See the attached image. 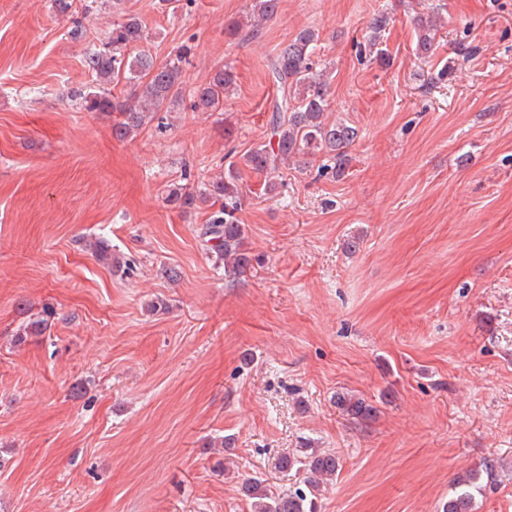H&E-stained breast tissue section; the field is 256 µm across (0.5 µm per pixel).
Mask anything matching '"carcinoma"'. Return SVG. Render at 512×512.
<instances>
[{
	"instance_id": "cac0c4a2",
	"label": "carcinoma",
	"mask_w": 512,
	"mask_h": 512,
	"mask_svg": "<svg viewBox=\"0 0 512 512\" xmlns=\"http://www.w3.org/2000/svg\"><path fill=\"white\" fill-rule=\"evenodd\" d=\"M279 0H255L252 16L235 20L226 26L229 37L248 41L260 31L263 22L275 17ZM388 18L381 14L368 26V52L382 60L381 33ZM417 30L415 50L426 57L436 48V37L441 17L428 13L414 18ZM319 35L310 27L300 29L279 49L269 65V75L277 88L269 120V133L262 143L248 149L235 161L228 163L224 175L198 188L187 184L175 185L168 190L166 202L181 210L204 204L211 209L204 236L212 244L217 260L224 263V275L237 278L247 272L252 258L244 248L245 225L238 213L242 207V185L245 177L255 175L267 195L278 190L280 167L293 161L306 166L318 157L326 158L321 170L342 173L350 162L348 149L358 137V130L343 121L329 123L325 114L330 106L331 74L318 70L312 54ZM146 39V25L139 17L130 15L112 22L107 41L101 48H91L85 54V65L98 82L99 91L83 97L88 112L113 115L112 137L125 140L153 121L159 112H170L185 96L184 65L189 62L191 48L183 46L175 55L157 62L144 51L131 56L128 48ZM124 83L130 93L116 95L112 87ZM235 85V72L229 64L218 67L208 83L191 91L194 109L214 112L224 106V97ZM95 258L112 265V246L104 240L88 242ZM53 312L45 310L20 325L15 341L42 336L50 328ZM336 406L355 422H366L375 414V408L364 399L339 394ZM278 467L294 473L295 486L273 496L266 492L262 481L255 476L243 478L241 490L251 500L252 512H317L318 496L322 487L336 478L340 458L336 453L323 450H298L283 454ZM489 472L487 464L471 469L453 480L452 494L444 512H473L471 488L480 471Z\"/></svg>"
}]
</instances>
